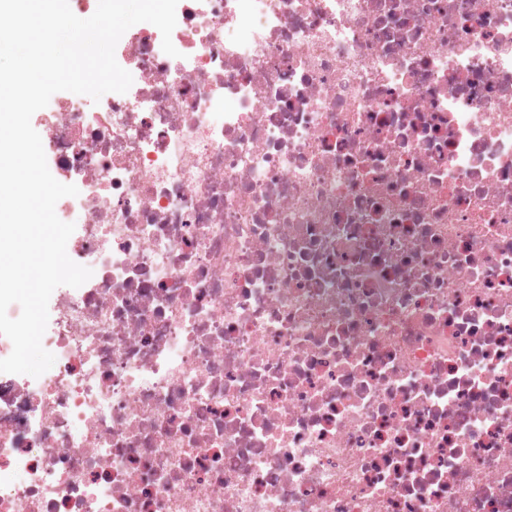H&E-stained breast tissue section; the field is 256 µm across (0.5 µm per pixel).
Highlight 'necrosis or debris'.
<instances>
[{
	"label": "necrosis or debris",
	"instance_id": "1",
	"mask_svg": "<svg viewBox=\"0 0 512 512\" xmlns=\"http://www.w3.org/2000/svg\"><path fill=\"white\" fill-rule=\"evenodd\" d=\"M176 16L46 119L93 274L0 373V512H512V0Z\"/></svg>",
	"mask_w": 512,
	"mask_h": 512
}]
</instances>
